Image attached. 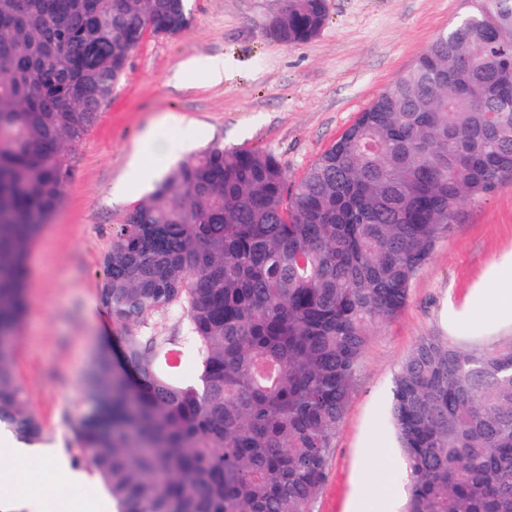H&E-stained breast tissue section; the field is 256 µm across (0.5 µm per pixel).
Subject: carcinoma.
Returning a JSON list of instances; mask_svg holds the SVG:
<instances>
[{
	"instance_id": "1",
	"label": "carcinoma",
	"mask_w": 512,
	"mask_h": 512,
	"mask_svg": "<svg viewBox=\"0 0 512 512\" xmlns=\"http://www.w3.org/2000/svg\"><path fill=\"white\" fill-rule=\"evenodd\" d=\"M461 2L293 185L275 155L213 144L112 229L99 299L124 370L96 361L73 432L118 512H313L373 332L461 200L512 182V0ZM326 19L325 0H285L271 32L297 45ZM187 26L185 0H0V336L23 316L70 146L145 35ZM391 415L404 512H512V337L420 338ZM1 427L43 437L10 344Z\"/></svg>"
}]
</instances>
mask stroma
<instances>
[{"mask_svg":"<svg viewBox=\"0 0 512 512\" xmlns=\"http://www.w3.org/2000/svg\"><path fill=\"white\" fill-rule=\"evenodd\" d=\"M282 0H187L190 23L175 36L147 35L96 126L71 152L65 198L27 255L26 310L13 337L16 372L39 416L42 447L83 477L60 489L44 460L22 466L23 486L52 512H116L104 484L76 460L71 425L84 406L91 357L119 353V327L98 299L102 258L115 225L146 199L128 168L147 128L202 150L211 143L273 153L297 181L309 165L437 35L461 0H326L327 23L287 47L269 27ZM220 57L224 81L177 76L189 58ZM129 182L131 197L114 187ZM512 271V183L462 203L447 235L413 278L401 313L378 328L362 355L346 415L332 440L314 512H401L406 465L390 417L395 374L423 336L466 347L512 336V307L496 306L497 269Z\"/></svg>","mask_w":512,"mask_h":512,"instance_id":"obj_1","label":"stroma"}]
</instances>
